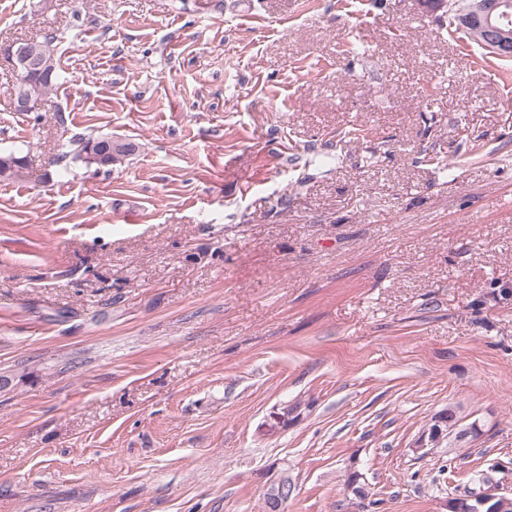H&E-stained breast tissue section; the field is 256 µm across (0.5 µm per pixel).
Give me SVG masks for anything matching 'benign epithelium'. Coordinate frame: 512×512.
Returning <instances> with one entry per match:
<instances>
[{
	"mask_svg": "<svg viewBox=\"0 0 512 512\" xmlns=\"http://www.w3.org/2000/svg\"><path fill=\"white\" fill-rule=\"evenodd\" d=\"M511 7L507 0H488L481 19L483 39L502 53L512 50V33L503 30L500 25L501 21L509 18ZM0 53L7 55L16 75V87L12 94L14 110L35 111L39 101L40 79L49 61L39 52L35 41L10 42L0 47ZM116 142L118 139L110 135L103 137L100 146L89 150L84 159L101 170L108 167L112 163V144Z\"/></svg>",
	"mask_w": 512,
	"mask_h": 512,
	"instance_id": "benign-epithelium-1",
	"label": "benign epithelium"
}]
</instances>
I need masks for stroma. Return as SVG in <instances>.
<instances>
[{
  "label": "stroma",
  "instance_id": "stroma-1",
  "mask_svg": "<svg viewBox=\"0 0 512 512\" xmlns=\"http://www.w3.org/2000/svg\"><path fill=\"white\" fill-rule=\"evenodd\" d=\"M48 34L37 111L0 63V512L512 491V61L419 0H0ZM121 142L118 138H113L112 135L104 136L101 139V144L96 149H90L84 159L90 164L96 165L99 170H103L112 163V144Z\"/></svg>",
  "mask_w": 512,
  "mask_h": 512
}]
</instances>
